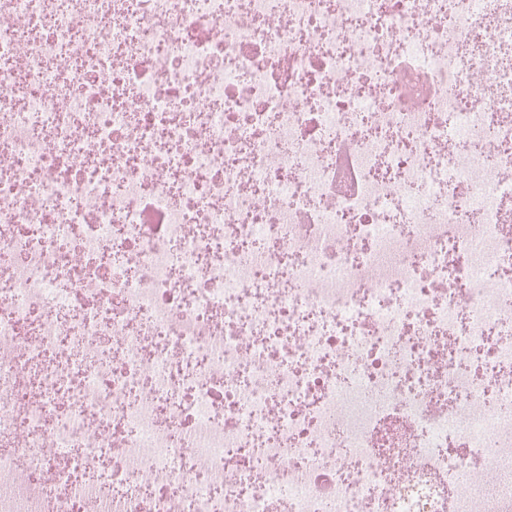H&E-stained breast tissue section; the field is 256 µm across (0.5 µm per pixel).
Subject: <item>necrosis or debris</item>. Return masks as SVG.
<instances>
[{
    "label": "necrosis or debris",
    "instance_id": "obj_1",
    "mask_svg": "<svg viewBox=\"0 0 512 512\" xmlns=\"http://www.w3.org/2000/svg\"><path fill=\"white\" fill-rule=\"evenodd\" d=\"M0 512H512V0H0Z\"/></svg>",
    "mask_w": 512,
    "mask_h": 512
}]
</instances>
